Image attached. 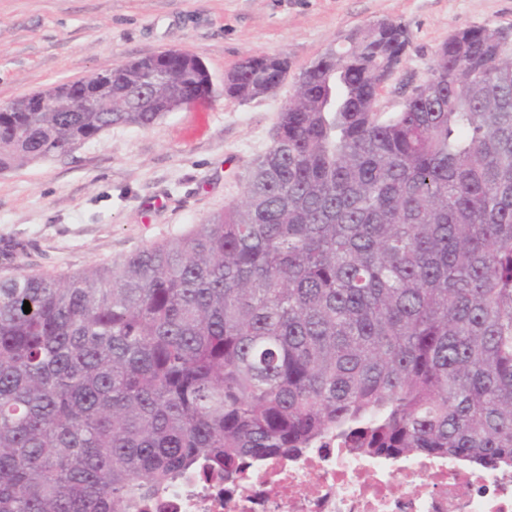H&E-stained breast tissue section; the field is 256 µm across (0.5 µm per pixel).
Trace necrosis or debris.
<instances>
[{
    "instance_id": "necrosis-or-debris-1",
    "label": "necrosis or debris",
    "mask_w": 512,
    "mask_h": 512,
    "mask_svg": "<svg viewBox=\"0 0 512 512\" xmlns=\"http://www.w3.org/2000/svg\"><path fill=\"white\" fill-rule=\"evenodd\" d=\"M141 512H512V471L320 448L247 466L230 482L188 475Z\"/></svg>"
}]
</instances>
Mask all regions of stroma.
I'll use <instances>...</instances> for the list:
<instances>
[{"label":"stroma","mask_w":512,"mask_h":512,"mask_svg":"<svg viewBox=\"0 0 512 512\" xmlns=\"http://www.w3.org/2000/svg\"><path fill=\"white\" fill-rule=\"evenodd\" d=\"M405 25L411 45L381 90L397 111L448 36L512 32V0H0V106L178 49L206 66L213 93L150 130L115 126L72 153L0 174V241L14 264L68 274L172 240L239 200L252 162L272 144L300 73L355 29ZM287 57L273 93L226 96L224 77L251 55Z\"/></svg>","instance_id":"obj_1"}]
</instances>
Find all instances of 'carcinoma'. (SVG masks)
<instances>
[{
  "instance_id": "cac0c4a2",
  "label": "carcinoma",
  "mask_w": 512,
  "mask_h": 512,
  "mask_svg": "<svg viewBox=\"0 0 512 512\" xmlns=\"http://www.w3.org/2000/svg\"><path fill=\"white\" fill-rule=\"evenodd\" d=\"M383 20L300 75L243 196L120 262L0 276V512H138L204 464L336 447L512 470V36L454 32L387 118ZM288 61L224 81L272 92ZM194 55L0 109V172L209 96ZM30 303L26 314L24 302Z\"/></svg>"
}]
</instances>
